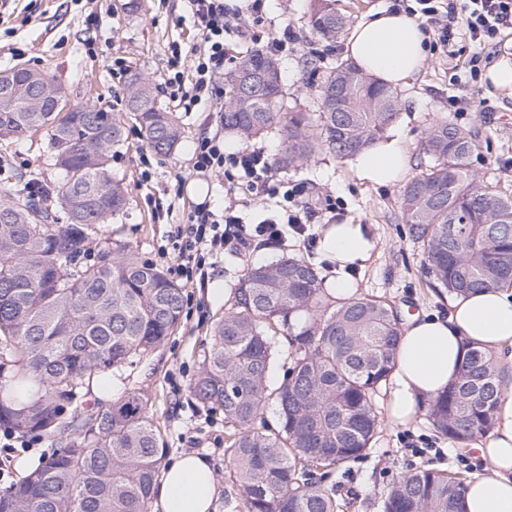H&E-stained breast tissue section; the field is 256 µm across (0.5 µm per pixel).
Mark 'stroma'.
Instances as JSON below:
<instances>
[{
	"label": "stroma",
	"mask_w": 512,
	"mask_h": 512,
	"mask_svg": "<svg viewBox=\"0 0 512 512\" xmlns=\"http://www.w3.org/2000/svg\"><path fill=\"white\" fill-rule=\"evenodd\" d=\"M311 0H265L263 19H247L226 39L228 61L250 50H265L272 38L292 28L301 40L293 51L281 54L284 89L288 103L303 111L317 108L318 90L330 67L345 57L344 37L326 41L309 25ZM192 51L199 35L185 0H0V69L22 64L48 73L66 91L70 103L92 105L123 116V143L112 156L111 172L126 192L124 210L105 224L101 238H112L137 251L142 262L168 269L169 233L185 223L187 214L205 205L219 211L227 206L228 181L221 174L196 172L192 155L198 138L220 137L225 153L240 144L226 137L219 121L223 95L202 101L192 111H177L182 139L174 154L161 156L149 150L138 124L126 115L130 81L147 78L159 99H166L165 81L172 42ZM458 53L446 57L428 52L419 76L398 88L401 118L397 128L410 155V175L430 163L421 149L429 127L440 120L454 123L476 141L472 167L486 184L512 193V93L485 82L470 86L453 82L472 51L458 39ZM475 95L482 99L478 112H457L449 97ZM42 186H54L60 172L47 147L45 130L0 146V189L29 176ZM278 179L305 188V199L318 211L305 235H289L286 242L253 244L239 254L225 248L209 268L205 280L184 286L181 322L165 343L139 364L114 371L111 388L87 403L110 405L125 391L139 389L149 398L148 411L161 433L165 459L194 452L208 459L217 481L212 512H232L233 483L224 458V416L204 408L192 395L213 322L224 313V301L212 296L215 288L232 293L247 267L297 254L328 273L317 252V240L328 224H362L377 242L371 260L356 278L358 292L394 303L401 312L447 315L448 296L438 295L426 276L421 249L408 235L399 206V185L377 187L358 180L348 159L324 153L309 164L277 170ZM337 202L336 213L325 212L326 200ZM376 408L382 420L369 454L338 478L337 494L351 500L347 512H380L381 499L390 483L419 468H436L466 477L480 473L474 450L454 447L438 437L425 414L409 424L395 423L387 410V395L379 393ZM27 445L11 452L0 471V490L24 476L20 461L44 459L55 447L46 436H30ZM423 448L411 454L410 445Z\"/></svg>",
	"instance_id": "obj_1"
}]
</instances>
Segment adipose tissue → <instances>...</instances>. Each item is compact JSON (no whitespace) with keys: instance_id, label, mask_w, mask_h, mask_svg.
Segmentation results:
<instances>
[{"instance_id":"obj_1","label":"adipose tissue","mask_w":512,"mask_h":512,"mask_svg":"<svg viewBox=\"0 0 512 512\" xmlns=\"http://www.w3.org/2000/svg\"><path fill=\"white\" fill-rule=\"evenodd\" d=\"M427 35L405 12L369 13L352 30L348 59L363 73L393 87L408 85L422 70ZM358 180L373 186L398 183L410 154L400 138L388 137L350 159ZM376 242L366 226L332 224L317 251L333 266L328 286L337 297L356 296L354 271L371 259ZM512 363V292L495 288L453 299L446 317H416L404 327L395 367L389 377L388 411L398 424L411 422L422 407L457 376L468 346ZM488 463L468 481L465 512H512V397L504 396L494 428L473 443ZM216 480L207 459L193 452L174 457L155 488L157 512H211Z\"/></svg>"}]
</instances>
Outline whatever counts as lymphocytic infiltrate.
Returning <instances> with one entry per match:
<instances>
[{"label":"lymphocytic infiltrate","instance_id":"obj_1","mask_svg":"<svg viewBox=\"0 0 512 512\" xmlns=\"http://www.w3.org/2000/svg\"><path fill=\"white\" fill-rule=\"evenodd\" d=\"M193 24L201 35L202 45L194 50L192 65H185L181 48H173L169 65L171 74L166 89L172 102L188 109L213 93L216 81L224 73V37L232 33L241 14L230 11L224 0H188ZM393 10L425 19L435 38L432 50L447 49L456 35H463L475 47L465 68L471 80H479L490 62V51L502 41L505 32H512V0H393ZM239 171V181L251 190L270 197H282L290 202L291 210L265 218L255 227L257 236L281 240L284 226L296 234H304L312 219L311 206L304 201V189L293 184L285 191L272 188V164L266 151L244 148L225 154L216 139L198 140L193 156V168L199 173L223 171L225 165ZM235 205L216 213L198 207L187 216L186 223L177 225L172 233L176 257L169 267L170 274L185 282L205 277L206 261L224 247L248 249L250 243L242 234L241 219Z\"/></svg>","mask_w":512,"mask_h":512}]
</instances>
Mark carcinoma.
<instances>
[{"label":"carcinoma","mask_w":512,"mask_h":512,"mask_svg":"<svg viewBox=\"0 0 512 512\" xmlns=\"http://www.w3.org/2000/svg\"><path fill=\"white\" fill-rule=\"evenodd\" d=\"M338 0H312L314 34L334 40L346 25ZM11 99L0 98V143L47 129L50 156L63 172L54 190L69 223L38 205L30 183L0 200V423L20 436L48 435L54 451L0 491V512H148L164 447L148 416V397L126 392L107 407L68 412L92 379L149 357L181 320L183 288L132 247L108 241L81 264L91 236L126 205L110 171L123 141L120 118L93 106L50 101L27 110L31 70L13 65ZM347 111L332 112L340 78ZM318 111L285 108L278 61L247 51L225 73L224 132L241 143L279 136L281 169L323 151L349 158L382 140L400 119L395 89L344 60L318 91ZM128 110L147 148L169 155L182 138L173 113L149 82L134 78ZM475 141L448 121L426 133L434 163L400 191V209L419 243L426 274L450 296L512 287V196L470 168ZM402 319L373 295L338 299L319 269L284 254L246 269L230 307L211 328L193 384L196 400L224 414V454L235 474V512H342L337 471L367 455L380 427L374 399L395 365ZM291 366L273 388L278 342ZM505 389L493 356L467 349L457 378L426 416L450 440L482 436L494 425ZM278 424L266 425L268 403ZM466 479L423 468L386 490L381 512H464Z\"/></svg>","instance_id":"obj_1"}]
</instances>
